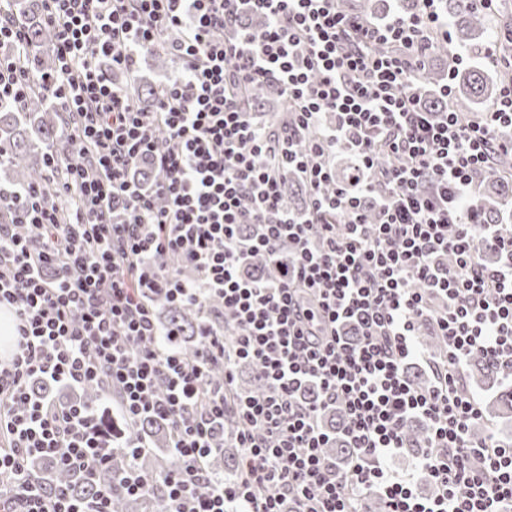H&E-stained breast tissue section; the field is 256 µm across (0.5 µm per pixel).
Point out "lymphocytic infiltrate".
I'll list each match as a JSON object with an SVG mask.
<instances>
[{
	"label": "lymphocytic infiltrate",
	"mask_w": 512,
	"mask_h": 512,
	"mask_svg": "<svg viewBox=\"0 0 512 512\" xmlns=\"http://www.w3.org/2000/svg\"><path fill=\"white\" fill-rule=\"evenodd\" d=\"M339 2L41 0L56 65L36 82L24 26L0 4V45L14 48L0 56V104L38 91L74 120L45 158L53 193L0 187V307L15 322L0 359V512H112L109 488L88 502L28 464L95 473L117 451L148 450L143 421L166 423L172 461L128 471L124 487L160 491L169 512H366L373 493L384 512H512V441L474 438L483 410L461 383L475 356L512 383V225L471 219L481 173L512 154V84L469 120L427 111L422 72L433 37L448 36L441 0L372 21ZM252 14L266 25H242ZM164 38L182 72L146 112L106 70L133 71ZM262 85L288 110L273 130L245 106ZM340 152L353 163L344 181ZM290 168L309 189L301 212L283 206ZM255 252L269 275H243ZM158 292L197 307L192 356L159 326ZM424 324L439 356L417 343ZM243 361L262 392H235ZM416 363L428 386L408 377ZM36 381L95 386L107 406L58 404ZM334 407L331 431L321 415ZM414 419L430 498L388 468ZM224 430L234 480L207 464ZM338 440L342 462L326 453Z\"/></svg>",
	"instance_id": "f902f5d3"
}]
</instances>
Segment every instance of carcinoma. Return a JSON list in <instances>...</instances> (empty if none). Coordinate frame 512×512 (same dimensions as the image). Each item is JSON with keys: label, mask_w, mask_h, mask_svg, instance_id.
<instances>
[{"label": "carcinoma", "mask_w": 512, "mask_h": 512, "mask_svg": "<svg viewBox=\"0 0 512 512\" xmlns=\"http://www.w3.org/2000/svg\"><path fill=\"white\" fill-rule=\"evenodd\" d=\"M448 18L453 26L459 45L475 52L483 46L487 37L486 17L483 12L468 7L463 0H447ZM343 7L351 14L369 19L380 9L378 0H343ZM12 11L21 19L28 38L31 56L28 65L33 76L52 69L54 55L47 52L53 45V36L42 19L40 0H13ZM454 88L451 107L466 116L472 115L474 105L497 97L500 83L493 79L490 71L480 64L466 68L450 70ZM279 109L277 95L265 87L256 88L250 97V111L255 113L259 122L275 117ZM57 108L53 102L39 94L28 101L27 108L19 112L12 107H0V145L7 151V159L0 166L6 181L15 187L41 186L49 188L45 177L44 157L64 134V130L53 117ZM512 156L503 154L496 159L490 170L484 174L483 193L479 204L473 209L475 220L480 224H499L500 205L512 198ZM307 201L305 186L295 177L286 181L285 203L290 209H298ZM158 316L162 325L175 329L180 335L179 348L186 354H192L197 345L199 332L198 311L193 307L173 305L166 302L157 304ZM140 433L154 442L166 445L167 435L164 428L156 422H147L140 427ZM239 460L235 454L219 448L211 459L210 466L224 470L227 479L239 475ZM158 465L157 457L148 453L135 459L120 453L108 470L95 475L77 474L59 466L51 459L38 458L30 466V473L39 481L61 485L74 489L83 498H91L96 490L107 485L112 493V512H166L165 498L158 493H146L138 498L127 495L112 480L128 467L147 471Z\"/></svg>", "instance_id": "carcinoma-1"}]
</instances>
